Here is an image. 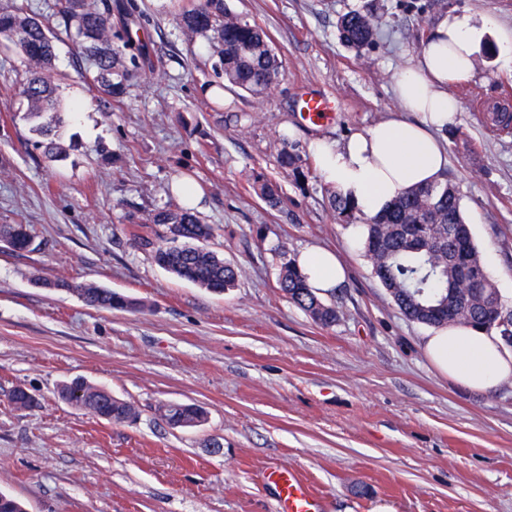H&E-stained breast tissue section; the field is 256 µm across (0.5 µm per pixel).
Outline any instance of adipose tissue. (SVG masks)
I'll list each match as a JSON object with an SVG mask.
<instances>
[{
	"mask_svg": "<svg viewBox=\"0 0 512 512\" xmlns=\"http://www.w3.org/2000/svg\"><path fill=\"white\" fill-rule=\"evenodd\" d=\"M488 28V21L465 12L441 13L416 63L394 78L401 111L418 113V120L389 118L340 145L325 137L311 140L324 182L371 216L412 188L440 182L448 151L437 133L454 123L460 110L448 83L473 76L475 54ZM294 262L320 297L347 277L338 255L327 249L301 250ZM422 348L436 369L465 389L492 392L512 385V346L496 332L450 326L424 337Z\"/></svg>",
	"mask_w": 512,
	"mask_h": 512,
	"instance_id": "ef3b65f1",
	"label": "adipose tissue"
}]
</instances>
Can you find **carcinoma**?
Wrapping results in <instances>:
<instances>
[{
  "label": "carcinoma",
  "mask_w": 512,
  "mask_h": 512,
  "mask_svg": "<svg viewBox=\"0 0 512 512\" xmlns=\"http://www.w3.org/2000/svg\"><path fill=\"white\" fill-rule=\"evenodd\" d=\"M175 19L188 45L204 39L218 58V75L228 85L261 94L280 75L282 62L262 28L244 21L224 0H181ZM59 25L86 59L81 72L83 82L108 108L128 94L134 72L150 65L138 36L128 24L116 25L112 5L98 0H62ZM337 29L348 46L358 50L372 46L379 35L377 17L369 10H350L339 16ZM0 50L22 57L25 77L19 94L25 113L31 118L51 115L40 127L45 137L44 154L53 159L61 147L53 137L60 124L57 108L55 61L56 37L47 33L26 0H12L0 6ZM278 167L299 181L306 177L311 163L293 145H285L276 159ZM253 191L269 206L280 203L276 182L257 174ZM330 207L346 220L356 218L360 209L349 199L334 193ZM432 224L442 238V253L422 248L423 225ZM174 226L181 241L173 245L159 228ZM365 252L374 275L379 279L400 311L411 321L429 327L466 324L477 329L496 330L501 337L512 336V306L501 298L486 273L470 228L461 214L460 198L448 184L418 186L395 199L382 213L367 220ZM451 235H444L445 230ZM215 227L205 224L190 208L176 206L156 210L137 225L133 237L150 249L155 264L177 278L194 283L214 294L236 287L241 268L206 246ZM0 242L14 251H25L32 243L28 224H1ZM459 258L464 269L482 275V287L461 294L457 288V266L444 262L443 255ZM62 286L76 292L86 305L112 310L137 311L144 304L134 298L102 288L92 282ZM279 290L315 322L330 327L338 319L335 307L326 305L308 288L304 276L293 262L281 266ZM64 400L92 415L116 423L133 422L138 412L133 404L112 395L108 388L82 377L60 387ZM11 406L28 410L38 400L28 388L15 387L8 395ZM161 417L173 427L192 426L207 418L199 405L171 403L159 408Z\"/></svg>",
  "instance_id": "cac0c4a2"
}]
</instances>
